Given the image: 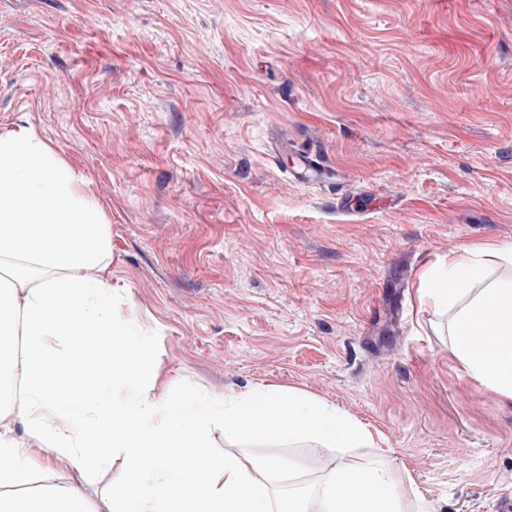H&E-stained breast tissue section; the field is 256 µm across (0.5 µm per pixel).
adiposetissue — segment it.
Returning <instances> with one entry per match:
<instances>
[{"label": "adipose tissue", "mask_w": 512, "mask_h": 512, "mask_svg": "<svg viewBox=\"0 0 512 512\" xmlns=\"http://www.w3.org/2000/svg\"><path fill=\"white\" fill-rule=\"evenodd\" d=\"M75 181L32 130L0 136V246L12 260L0 277V512H306L302 501H274L262 481L272 462L213 455L212 428L223 426L230 440L275 432L356 448L372 444L368 427L302 392L266 387L178 400L158 393L149 341L114 315L106 282L85 274L104 262L110 242L103 212ZM456 281L478 290L455 314L452 352L467 378L512 401V280H488L481 250L467 247L428 267L421 290L444 309ZM477 326L494 336L491 346L475 343ZM31 439L71 468L72 485L9 496L36 472ZM169 448L178 449L176 460ZM116 452L126 460V481L89 501L79 483ZM147 470L158 480L144 479ZM409 491L382 452L363 467L336 468L317 499L320 512H405Z\"/></svg>", "instance_id": "ef3b65f1"}]
</instances>
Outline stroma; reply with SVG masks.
<instances>
[{
	"label": "stroma",
	"mask_w": 512,
	"mask_h": 512,
	"mask_svg": "<svg viewBox=\"0 0 512 512\" xmlns=\"http://www.w3.org/2000/svg\"><path fill=\"white\" fill-rule=\"evenodd\" d=\"M72 167L111 249L88 277L165 388L299 390L374 443L225 441L271 490L390 450L428 512L512 501V402L466 378L420 275L512 265V0H0V136ZM308 152L333 171L304 183ZM349 195L356 209L336 200Z\"/></svg>",
	"instance_id": "obj_1"
}]
</instances>
